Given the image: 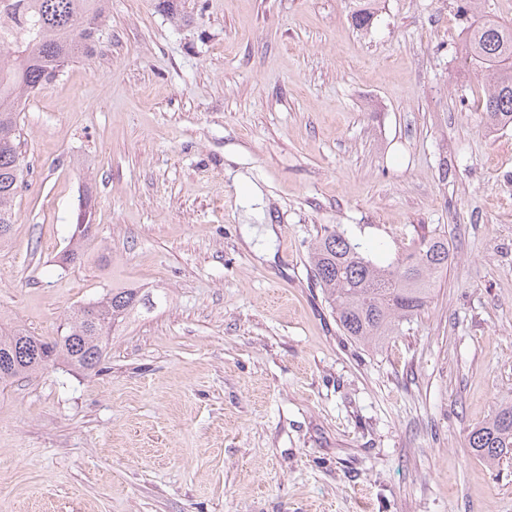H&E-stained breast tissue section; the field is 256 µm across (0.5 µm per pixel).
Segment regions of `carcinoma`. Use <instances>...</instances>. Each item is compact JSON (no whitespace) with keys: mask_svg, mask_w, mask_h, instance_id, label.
Segmentation results:
<instances>
[{"mask_svg":"<svg viewBox=\"0 0 512 512\" xmlns=\"http://www.w3.org/2000/svg\"><path fill=\"white\" fill-rule=\"evenodd\" d=\"M110 0H0V244L10 238L14 206L24 186L19 151V107L23 98L60 75L101 44ZM352 14L356 27L372 26L369 0ZM486 92L481 111L489 128L512 126V24L487 19L470 26L463 45ZM88 201L79 202V222L61 256L71 264L85 255ZM316 281L343 334L355 342L384 344L423 311L434 292L435 275L448 268V240L434 235L387 265H378L359 244L335 229L325 230L310 256ZM152 292L114 286L74 308L60 335L35 336L0 321V383L66 364L93 371L106 354L109 336L153 306ZM467 447L489 463L512 460V402L467 435Z\"/></svg>","mask_w":512,"mask_h":512,"instance_id":"obj_1","label":"carcinoma"}]
</instances>
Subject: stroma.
<instances>
[{"label":"stroma","mask_w":512,"mask_h":512,"mask_svg":"<svg viewBox=\"0 0 512 512\" xmlns=\"http://www.w3.org/2000/svg\"><path fill=\"white\" fill-rule=\"evenodd\" d=\"M156 3L111 0L95 56L19 116L0 319L51 338L114 284L168 300L95 371L0 383V512H512V461L466 446L512 400V127L485 129L462 52L512 0H379L366 30L355 0ZM83 198L92 238L63 268ZM327 228L378 261L448 241L381 347L322 297Z\"/></svg>","instance_id":"obj_1"}]
</instances>
